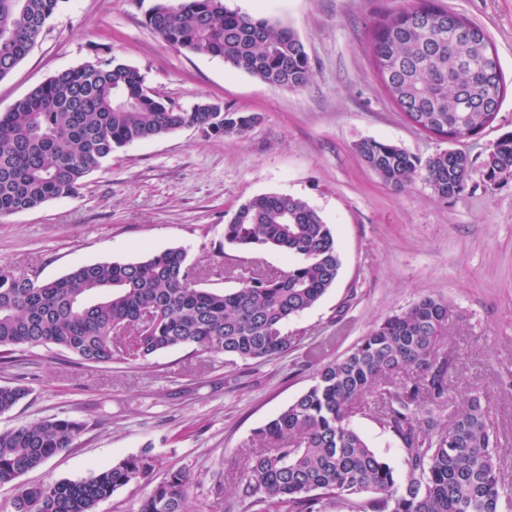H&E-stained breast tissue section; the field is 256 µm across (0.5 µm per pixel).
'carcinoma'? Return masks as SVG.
I'll list each match as a JSON object with an SVG mask.
<instances>
[{
  "label": "carcinoma",
  "mask_w": 512,
  "mask_h": 512,
  "mask_svg": "<svg viewBox=\"0 0 512 512\" xmlns=\"http://www.w3.org/2000/svg\"><path fill=\"white\" fill-rule=\"evenodd\" d=\"M63 0H0V80L29 54ZM146 25L191 54L220 58L262 82L288 89L309 84L312 70L293 30L230 10L223 0L159 3ZM372 62L386 94L426 132L474 136L499 109L505 81L485 32L438 0H408L378 20ZM145 77L113 57L58 72L0 113V218L77 193L92 171L127 145L184 127L218 137L241 136L257 120L200 101L175 109L147 92ZM358 153L389 187L422 178L441 199L463 194L474 163L455 148L426 160L399 145L370 139ZM485 180L512 175V134L492 144ZM224 242L249 252L294 258L288 270L230 266L240 286H198L187 252L171 248L131 262H93L49 281L0 267V353L55 346L91 366L118 354L138 360L184 347L233 360H270L299 339L284 326L336 285L341 266L330 225L306 201L265 193L242 203ZM453 307L425 296L376 323L345 354L317 366L313 384L256 431L264 451L238 482L243 512H501L505 482L497 438L479 395L451 407L452 359L438 353ZM411 375L397 383L394 377ZM378 395L382 425L401 442L405 478L349 421ZM29 395L0 385V414ZM85 423L33 422L0 433V486L12 484L71 447ZM161 460L145 452L81 481L25 487L12 512H96L98 503L146 480ZM189 475L174 470L152 487L136 512H188Z\"/></svg>",
  "instance_id": "1"
}]
</instances>
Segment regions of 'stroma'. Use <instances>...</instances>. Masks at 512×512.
<instances>
[{"mask_svg": "<svg viewBox=\"0 0 512 512\" xmlns=\"http://www.w3.org/2000/svg\"><path fill=\"white\" fill-rule=\"evenodd\" d=\"M157 2L63 0L29 55L0 80V113L59 71L115 57L175 106L212 100L257 122L240 137L186 127L115 150L77 195L0 219V267L46 281L85 262L182 248L204 271L203 287L230 290L238 282L224 273V226L249 198L277 193L305 200L330 224L340 274L289 323L300 349L268 361L205 362L181 348L88 366L53 347L15 348L0 360V385L23 383L30 394L0 414V433L52 418L87 424L71 448L18 484L80 481L147 452L163 463L152 482L170 468L189 473L191 512H242L235 483L257 429L312 383L315 368L302 363V350L335 358L389 314L434 295L454 309L438 348L455 362L452 396L487 398L501 472L512 485V176L490 185L474 174L462 195L442 201L420 179L391 189L357 151L367 139L422 159L448 147L407 120L372 65L374 22L407 0H224L295 31L313 73L298 90L168 44L145 23ZM440 4L486 30L506 79L494 122L458 144L479 164L512 132V0ZM377 410L370 398L351 424L405 476L402 445Z\"/></svg>", "mask_w": 512, "mask_h": 512, "instance_id": "obj_1", "label": "stroma"}]
</instances>
